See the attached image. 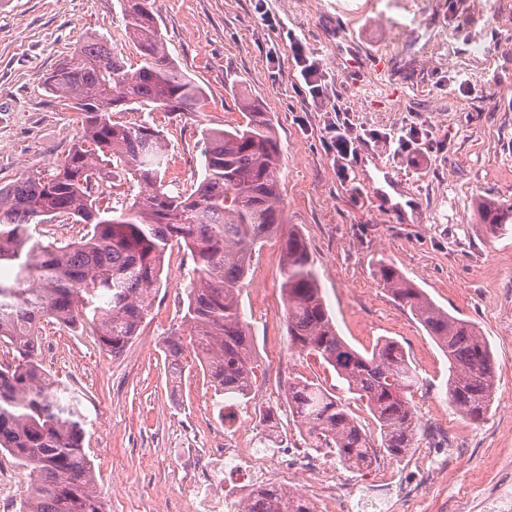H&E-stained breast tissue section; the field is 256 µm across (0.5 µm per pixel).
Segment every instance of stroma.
Here are the masks:
<instances>
[{
    "mask_svg": "<svg viewBox=\"0 0 512 512\" xmlns=\"http://www.w3.org/2000/svg\"><path fill=\"white\" fill-rule=\"evenodd\" d=\"M153 9L171 57L207 105L119 107L113 122L159 130L164 183L177 193L201 176L203 130L241 121L238 100L248 94L275 126L285 226L308 245L339 335L360 352L396 340L416 368L412 448L379 452L361 471L337 467L338 487L350 492L392 471L420 491L394 512H484L498 481L512 478V231L486 237L477 210L482 197L512 205V0L492 10L484 0H153ZM89 34L111 41L127 65L139 63L120 0H0V186L70 149L75 113L43 80ZM296 39L319 66L318 98L299 92ZM338 106L361 140L345 162L322 139ZM378 170L391 172L408 210L378 205ZM281 244L278 235L266 240L240 290L258 394L235 415L274 442L332 461L335 451L308 448L292 418L290 379L322 384L367 432L376 425L321 357L290 344ZM386 263L489 341L496 389L483 418L451 408L448 360L384 288ZM192 268L184 249L168 251L151 312L119 355L89 331L41 326L39 358L79 403L108 512H178L202 454L224 445L223 396L191 353L178 372L165 353V339L183 331ZM450 437L462 463L447 473L435 462Z\"/></svg>",
    "mask_w": 512,
    "mask_h": 512,
    "instance_id": "stroma-1",
    "label": "stroma"
}]
</instances>
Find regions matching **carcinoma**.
<instances>
[{
  "label": "carcinoma",
  "mask_w": 512,
  "mask_h": 512,
  "mask_svg": "<svg viewBox=\"0 0 512 512\" xmlns=\"http://www.w3.org/2000/svg\"><path fill=\"white\" fill-rule=\"evenodd\" d=\"M125 27L141 54L126 66L112 43L90 36L45 80L62 105L78 114L68 154L48 169L22 174L0 187V343L13 364L0 367V454L32 474L19 512H106L84 448V421L74 399L54 388L38 359L37 329L46 318L86 327L102 348L122 353L149 314L169 246L184 244L194 263L184 324L195 358L216 393L237 406L248 402L255 362L241 313L239 288L254 259L283 223L279 207L280 154L267 113L241 99L243 121L203 131V174L188 193L172 194L161 176L165 148L160 132L143 122H112V110L201 112L206 97L170 57L151 0H121ZM129 186L133 202L102 204ZM482 228L507 231L512 209L480 205ZM87 224L67 246L43 242L31 226L58 216ZM288 337L320 356L366 401L380 430V447L400 454L412 447L413 412L407 393L418 376L404 348L376 344L366 355L336 331L307 244L288 231L281 252ZM384 287L408 307L448 358V400L474 419L490 409L495 373L490 345L476 325L438 306L396 268L380 270ZM173 370H181V338L165 341ZM288 408L311 448H332L345 467L371 466L377 448L348 409L319 383L288 382ZM243 512H316L311 500L282 488H265Z\"/></svg>",
  "instance_id": "1"
}]
</instances>
